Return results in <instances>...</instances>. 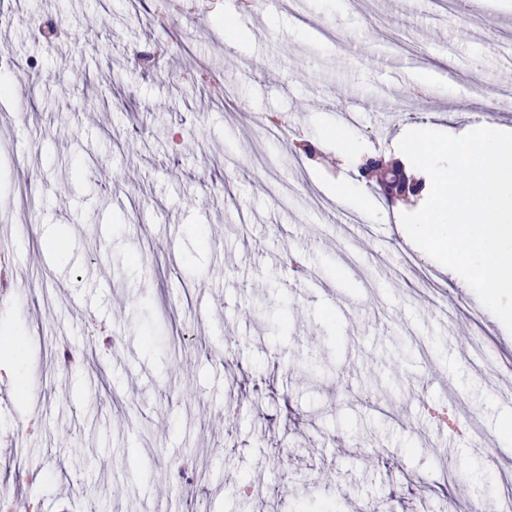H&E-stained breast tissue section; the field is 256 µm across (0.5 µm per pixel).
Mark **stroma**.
I'll list each match as a JSON object with an SVG mask.
<instances>
[{"mask_svg": "<svg viewBox=\"0 0 512 512\" xmlns=\"http://www.w3.org/2000/svg\"><path fill=\"white\" fill-rule=\"evenodd\" d=\"M462 3L0 0L26 73L0 106V336L25 346L0 512H512V332L359 175L409 130L512 131V0ZM451 401L461 445L429 416Z\"/></svg>", "mask_w": 512, "mask_h": 512, "instance_id": "stroma-1", "label": "stroma"}]
</instances>
